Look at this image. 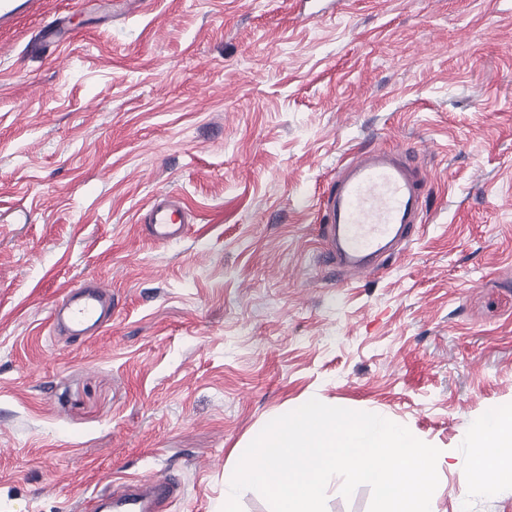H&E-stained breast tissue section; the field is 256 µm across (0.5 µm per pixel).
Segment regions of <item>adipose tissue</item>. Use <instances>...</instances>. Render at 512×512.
Here are the masks:
<instances>
[{
	"mask_svg": "<svg viewBox=\"0 0 512 512\" xmlns=\"http://www.w3.org/2000/svg\"><path fill=\"white\" fill-rule=\"evenodd\" d=\"M465 465L474 484L489 485L494 472L512 483V415L490 417L474 431Z\"/></svg>",
	"mask_w": 512,
	"mask_h": 512,
	"instance_id": "ef3b65f1",
	"label": "adipose tissue"
}]
</instances>
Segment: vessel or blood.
<instances>
[{"instance_id": "vessel-or-blood-1", "label": "vessel or blood", "mask_w": 512, "mask_h": 512, "mask_svg": "<svg viewBox=\"0 0 512 512\" xmlns=\"http://www.w3.org/2000/svg\"><path fill=\"white\" fill-rule=\"evenodd\" d=\"M426 183L403 151L374 146L344 163L319 200L328 255L357 272L373 270L392 245H404L419 223ZM150 236L170 243L183 238L188 211L170 197L154 199L147 212ZM112 319V294L97 282L68 291L53 311L52 327L74 337H92ZM175 491L172 479L152 477L111 483L98 490L97 507L114 512H165Z\"/></svg>"}]
</instances>
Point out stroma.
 <instances>
[{
  "mask_svg": "<svg viewBox=\"0 0 512 512\" xmlns=\"http://www.w3.org/2000/svg\"><path fill=\"white\" fill-rule=\"evenodd\" d=\"M43 0L0 34V512H92L169 476L217 512L270 420L316 398L442 454L512 408V0ZM65 19L72 39L33 50ZM396 147L428 188L401 253L351 277L318 198ZM187 207L184 237L142 230ZM95 278L112 321L53 335ZM433 512H512L444 469ZM147 219L150 236L157 242L170 243L185 235L188 211L179 200L165 196L152 201Z\"/></svg>",
  "mask_w": 512,
  "mask_h": 512,
  "instance_id": "1",
  "label": "stroma"
}]
</instances>
